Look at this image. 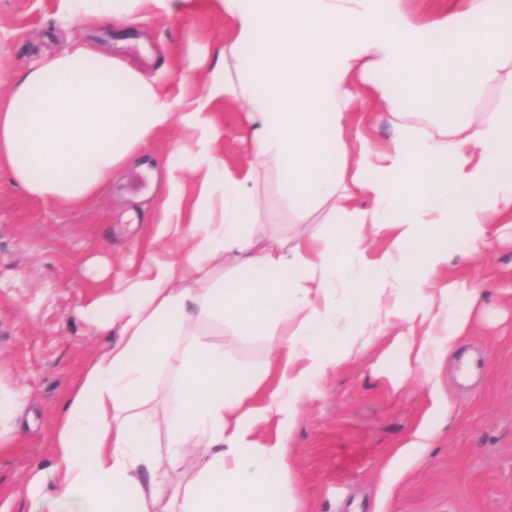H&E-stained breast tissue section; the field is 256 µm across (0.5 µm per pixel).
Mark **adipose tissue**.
<instances>
[{"instance_id":"obj_1","label":"adipose tissue","mask_w":512,"mask_h":512,"mask_svg":"<svg viewBox=\"0 0 512 512\" xmlns=\"http://www.w3.org/2000/svg\"><path fill=\"white\" fill-rule=\"evenodd\" d=\"M213 2L229 22L223 61L183 112L156 79L78 37L31 64L0 105V168L42 200L97 196L171 121L195 144L170 152L157 227L161 238L180 229L186 252L88 307L113 339L52 436L50 498L68 512H300L284 474L304 396L371 346L377 321L409 324L392 343L402 365L442 361L479 293L436 282L451 255L512 221V111L473 109L488 89L512 90V0H448L426 20L408 0ZM191 6L59 0L57 20L139 25ZM228 100L241 105L250 157L281 174L303 227L275 247L248 230L259 214L249 175L225 173L217 154ZM373 119L390 128L387 143L367 136ZM186 173L197 181L189 205ZM371 237L387 248L369 252ZM223 318L270 335V389L190 338L192 324ZM164 365L179 379L159 426L136 407ZM273 419L280 434L257 446Z\"/></svg>"}]
</instances>
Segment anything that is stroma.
Instances as JSON below:
<instances>
[{
	"label": "stroma",
	"mask_w": 512,
	"mask_h": 512,
	"mask_svg": "<svg viewBox=\"0 0 512 512\" xmlns=\"http://www.w3.org/2000/svg\"><path fill=\"white\" fill-rule=\"evenodd\" d=\"M57 0H0V104L26 67L75 35L112 51L189 102L201 96L224 47L228 26L212 0H193L182 14H159L144 26L57 29ZM204 64L185 71L187 41ZM218 151L239 173L247 132L237 103L217 113ZM178 125L158 132L133 155L108 189L77 207L29 195L0 171V397L23 401L17 420L0 430V512H48L28 485L51 489L50 440L63 404L94 353L109 338L87 306L110 286L134 279L147 259L182 251L178 234L153 244L158 207L168 189L169 146ZM250 188L260 200L253 232H292L288 191L276 170L256 168ZM448 281L479 284L471 332L439 372L394 363V330L341 364L303 402L288 450L304 512H512V228L492 232L468 258L453 257ZM200 338L227 360L261 375L268 352L263 331L231 321L197 325ZM427 444L400 455L404 445Z\"/></svg>",
	"instance_id": "obj_1"
}]
</instances>
